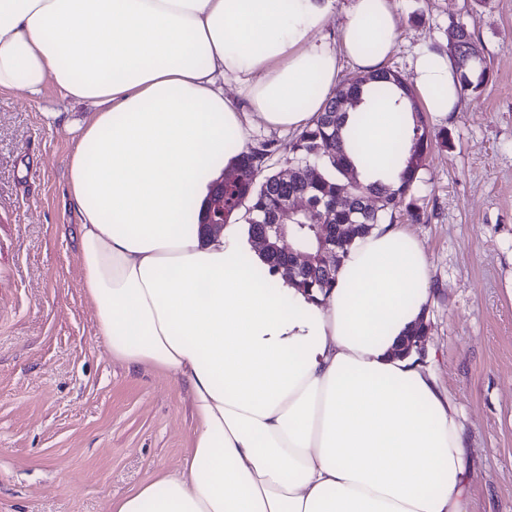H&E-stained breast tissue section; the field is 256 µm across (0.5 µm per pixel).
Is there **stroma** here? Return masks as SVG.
Returning a JSON list of instances; mask_svg holds the SVG:
<instances>
[{
  "label": "stroma",
  "instance_id": "obj_1",
  "mask_svg": "<svg viewBox=\"0 0 512 512\" xmlns=\"http://www.w3.org/2000/svg\"><path fill=\"white\" fill-rule=\"evenodd\" d=\"M388 69L410 74L466 22L489 67L458 112L425 113L434 147L394 221L422 246L431 293L419 352L463 429L472 512H512V0H393ZM84 105L54 85L0 95V512H110L159 472L181 471L194 436L187 386L128 370L86 300L79 219L64 171Z\"/></svg>",
  "mask_w": 512,
  "mask_h": 512
}]
</instances>
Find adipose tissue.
<instances>
[{"instance_id": "ef3b65f1", "label": "adipose tissue", "mask_w": 512, "mask_h": 512, "mask_svg": "<svg viewBox=\"0 0 512 512\" xmlns=\"http://www.w3.org/2000/svg\"><path fill=\"white\" fill-rule=\"evenodd\" d=\"M0 0V93L92 105L67 160L84 293L114 360L186 384L195 422L181 473H161L112 512H469L463 434L448 397L401 338L431 279L396 224L355 241L332 290L309 299L265 264L240 224L201 236L211 186L247 127L299 130L343 64L382 69L397 40L391 0ZM428 111L456 112L448 55L420 53ZM238 88L235 98L225 86ZM349 158L398 184L392 141L406 99L365 96Z\"/></svg>"}]
</instances>
